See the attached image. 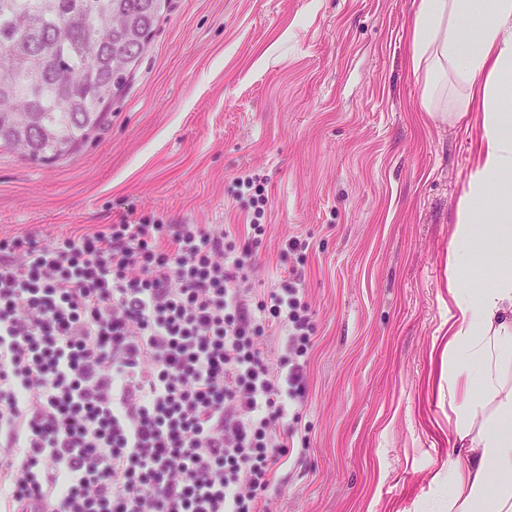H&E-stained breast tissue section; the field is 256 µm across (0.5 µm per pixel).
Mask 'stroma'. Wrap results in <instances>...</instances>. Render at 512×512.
Segmentation results:
<instances>
[{
  "label": "stroma",
  "instance_id": "stroma-1",
  "mask_svg": "<svg viewBox=\"0 0 512 512\" xmlns=\"http://www.w3.org/2000/svg\"><path fill=\"white\" fill-rule=\"evenodd\" d=\"M414 0H170L103 126L30 163L0 149V238L128 215L249 223L253 300L289 268L314 332L294 448L269 512H419L448 463V257L482 107L427 111ZM304 255L285 252L289 237Z\"/></svg>",
  "mask_w": 512,
  "mask_h": 512
}]
</instances>
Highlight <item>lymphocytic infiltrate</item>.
Instances as JSON below:
<instances>
[{
	"label": "lymphocytic infiltrate",
	"mask_w": 512,
	"mask_h": 512,
	"mask_svg": "<svg viewBox=\"0 0 512 512\" xmlns=\"http://www.w3.org/2000/svg\"><path fill=\"white\" fill-rule=\"evenodd\" d=\"M256 221L0 239V512H268L313 323L291 275L248 308Z\"/></svg>",
	"instance_id": "obj_1"
}]
</instances>
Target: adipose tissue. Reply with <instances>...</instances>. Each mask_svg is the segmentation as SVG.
<instances>
[{
	"label": "adipose tissue",
	"mask_w": 512,
	"mask_h": 512,
	"mask_svg": "<svg viewBox=\"0 0 512 512\" xmlns=\"http://www.w3.org/2000/svg\"><path fill=\"white\" fill-rule=\"evenodd\" d=\"M482 18L467 21L473 7ZM411 65L425 106L469 111L481 100L480 155L457 208L448 260V405L453 450L421 512H512V0H415ZM459 93L449 97V83ZM489 223L474 231L478 208ZM503 271L490 287L461 282L475 265L473 242Z\"/></svg>",
	"instance_id": "adipose-tissue-1"
}]
</instances>
